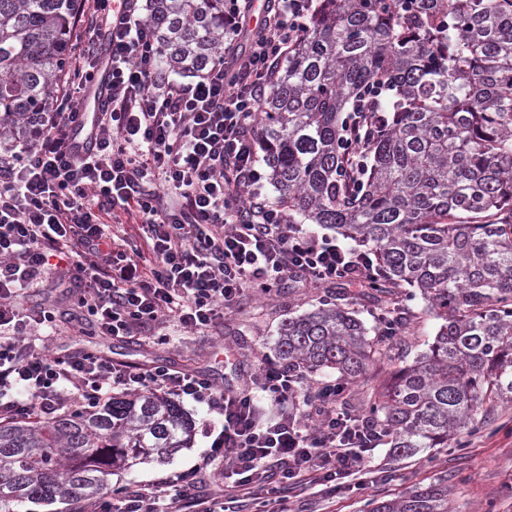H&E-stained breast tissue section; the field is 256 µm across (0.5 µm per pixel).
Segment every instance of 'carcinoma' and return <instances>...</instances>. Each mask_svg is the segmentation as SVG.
I'll list each match as a JSON object with an SVG mask.
<instances>
[{
	"mask_svg": "<svg viewBox=\"0 0 512 512\" xmlns=\"http://www.w3.org/2000/svg\"><path fill=\"white\" fill-rule=\"evenodd\" d=\"M80 0H0V144L32 138L57 103ZM163 72L199 75L224 56V0H147ZM368 84L387 89L367 166L339 149ZM259 137L275 204L293 224H329L370 252L369 294L388 309L419 289L443 320L413 363L326 291L284 321L277 351L305 378L332 369L344 408L362 403L398 456L446 448L512 402V0H320L277 64ZM192 424L155 391L79 412L0 418V512L25 501L92 499L112 474L187 447ZM367 512H450L443 481Z\"/></svg>",
	"mask_w": 512,
	"mask_h": 512,
	"instance_id": "1",
	"label": "carcinoma"
}]
</instances>
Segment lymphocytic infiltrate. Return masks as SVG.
I'll return each mask as SVG.
<instances>
[{
  "label": "lymphocytic infiltrate",
  "instance_id": "lymphocytic-infiltrate-1",
  "mask_svg": "<svg viewBox=\"0 0 512 512\" xmlns=\"http://www.w3.org/2000/svg\"><path fill=\"white\" fill-rule=\"evenodd\" d=\"M254 0L224 8V58L198 79L175 81L142 0H84L62 95L34 137L0 156V417L48 416L113 389L161 391L206 404L224 418L207 455L192 467L127 492L83 501L80 512H225L254 499L288 512V488L322 486L334 496L362 487L375 431L336 412L342 387L320 382L298 399V378L260 361L250 391L217 388L205 375L166 365H119L99 352L53 354L43 334L53 309L23 312L27 290L53 282L100 335L165 343L168 326L215 327L243 297L271 295L287 278L365 285L371 257L302 232L264 195L256 136L273 67L316 12L315 0ZM109 67V93L86 111L82 95ZM137 236L114 233L122 223ZM230 464L226 495L191 497L215 460Z\"/></svg>",
  "mask_w": 512,
  "mask_h": 512
}]
</instances>
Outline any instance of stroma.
Segmentation results:
<instances>
[{
    "label": "stroma",
    "instance_id": "obj_1",
    "mask_svg": "<svg viewBox=\"0 0 512 512\" xmlns=\"http://www.w3.org/2000/svg\"><path fill=\"white\" fill-rule=\"evenodd\" d=\"M317 303V292L291 279L271 297L244 301L238 311L225 316L223 323L205 336L172 327L165 344L149 347L135 339L62 334L53 338L51 347L70 354L97 347L118 364L162 363L175 370L207 374L221 388H242L249 385L261 358H276L281 323L314 309ZM407 306L416 318L411 329L394 342L402 350L403 362L409 364L427 350L439 321L427 311L422 298L408 301ZM180 405L194 428L189 448L115 475L113 486L135 490L193 466L205 454L211 443L205 430L221 426L222 417L190 399L181 400ZM366 465L370 481L364 488H347L328 499L317 486L303 484L293 490V503L303 506L305 512H363L367 502L395 498L444 475L455 512H512V403L495 407L488 414L485 429L461 434L459 442L448 447L397 457L383 444Z\"/></svg>",
    "mask_w": 512,
    "mask_h": 512
}]
</instances>
